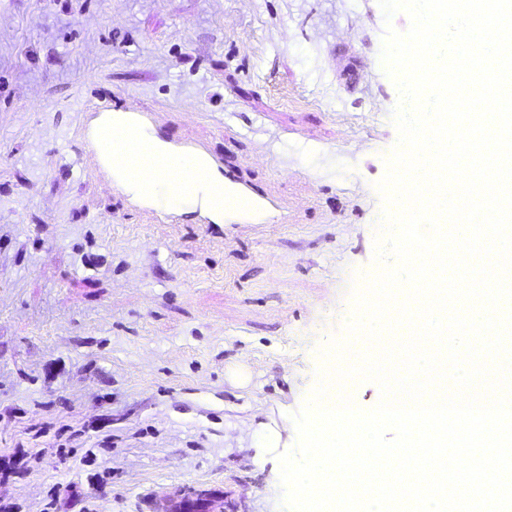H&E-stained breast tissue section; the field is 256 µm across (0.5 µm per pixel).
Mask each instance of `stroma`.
Listing matches in <instances>:
<instances>
[{
	"label": "stroma",
	"instance_id": "obj_1",
	"mask_svg": "<svg viewBox=\"0 0 512 512\" xmlns=\"http://www.w3.org/2000/svg\"><path fill=\"white\" fill-rule=\"evenodd\" d=\"M409 27L378 0H0V505L173 512L194 489L208 512H289L293 416L380 270L381 49ZM111 109L287 223L152 216L92 164Z\"/></svg>",
	"mask_w": 512,
	"mask_h": 512
}]
</instances>
